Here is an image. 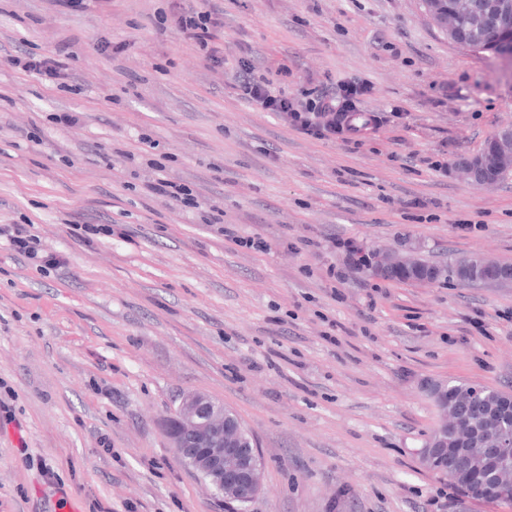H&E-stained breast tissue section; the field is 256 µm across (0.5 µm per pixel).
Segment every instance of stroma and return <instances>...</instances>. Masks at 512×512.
<instances>
[{
	"label": "stroma",
	"mask_w": 512,
	"mask_h": 512,
	"mask_svg": "<svg viewBox=\"0 0 512 512\" xmlns=\"http://www.w3.org/2000/svg\"><path fill=\"white\" fill-rule=\"evenodd\" d=\"M189 8L223 17L215 59L179 30ZM28 52L73 81L5 60ZM246 63L376 121L308 133L242 97ZM506 125L512 64L420 0H0V224L68 260L44 272L0 243V512H512L420 461L425 383L512 392V282L372 279L339 246L512 265V176L461 168ZM160 176L197 207L151 192ZM188 393L253 439L249 503L170 447ZM9 63L27 73L39 75L45 81L65 86L73 78L67 63L51 56L25 54L24 56L9 55Z\"/></svg>",
	"instance_id": "1"
}]
</instances>
